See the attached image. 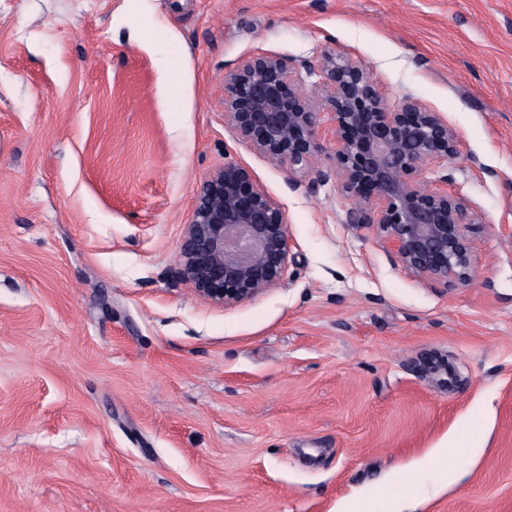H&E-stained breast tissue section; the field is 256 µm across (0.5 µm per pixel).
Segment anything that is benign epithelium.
<instances>
[{
    "label": "benign epithelium",
    "mask_w": 512,
    "mask_h": 512,
    "mask_svg": "<svg viewBox=\"0 0 512 512\" xmlns=\"http://www.w3.org/2000/svg\"><path fill=\"white\" fill-rule=\"evenodd\" d=\"M310 82L322 89L321 99L308 95ZM324 114L339 145L336 166L311 184L336 179L338 192L354 202L347 223L375 229L410 274L447 288L468 282V233L482 217L464 194L422 183L427 166L446 171L462 156L456 130L439 113L411 97L388 105L366 65L344 51L298 67L259 52L225 69V123L291 173L319 151ZM289 252L282 204L248 167L228 161L196 191L179 274L201 297L228 306L275 286Z\"/></svg>",
    "instance_id": "obj_1"
}]
</instances>
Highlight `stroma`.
Listing matches in <instances>:
<instances>
[{
    "label": "stroma",
    "mask_w": 512,
    "mask_h": 512,
    "mask_svg": "<svg viewBox=\"0 0 512 512\" xmlns=\"http://www.w3.org/2000/svg\"><path fill=\"white\" fill-rule=\"evenodd\" d=\"M334 50L458 133L468 284L307 190L329 119L293 176L225 123L231 64ZM230 160L290 256L224 306L178 267ZM433 448L460 474L440 493ZM401 468L424 512H512V0H0V512H337Z\"/></svg>",
    "instance_id": "1"
}]
</instances>
